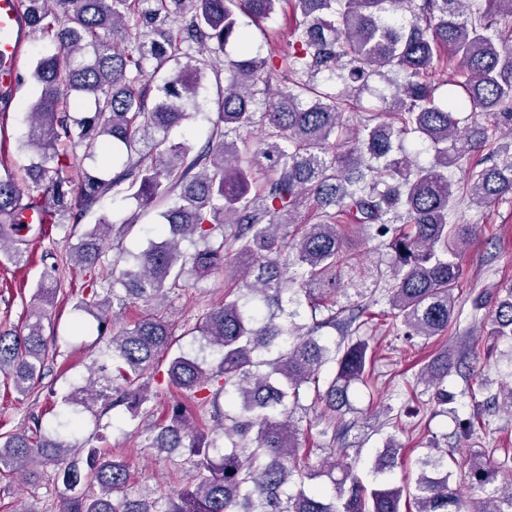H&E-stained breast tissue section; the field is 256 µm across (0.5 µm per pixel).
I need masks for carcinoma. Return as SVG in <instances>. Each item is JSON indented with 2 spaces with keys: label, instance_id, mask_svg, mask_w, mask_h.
I'll return each mask as SVG.
<instances>
[{
  "label": "carcinoma",
  "instance_id": "obj_1",
  "mask_svg": "<svg viewBox=\"0 0 512 512\" xmlns=\"http://www.w3.org/2000/svg\"><path fill=\"white\" fill-rule=\"evenodd\" d=\"M25 25L53 47L35 63L39 96L28 106L20 148L31 155V188L55 224H78L106 195H123L142 208L162 207L155 238L145 249L114 261L111 277L89 274L82 289L95 315L103 348L85 384L62 398L68 415L52 429L33 427L0 437V473L22 484L38 479L33 466L51 463L64 488L58 512H512V482L495 487L473 509L461 494L512 472V452L485 450L460 461L432 444L417 459L415 492L390 481L399 448L394 436L371 462L372 481L342 464L344 449H329L317 466L303 447L297 411L303 400L323 406L327 424L352 410L349 390L372 385L370 304L343 315L336 308L338 273L353 259L340 227L378 241L388 258L377 282L387 292L382 313L389 331L407 339L445 336L457 320L464 272L460 254L477 238L476 224H450L457 199L485 206L512 194V0H21ZM291 7L293 41L278 57L255 53L239 15L258 24ZM235 52H227L228 45ZM224 56V98L207 144L196 154L184 142L157 139L200 110L199 93L214 59ZM174 73L157 85L167 65ZM285 75L272 87V75ZM342 84L328 92L318 75ZM392 90L383 110L354 123L360 93L373 77ZM491 118L486 127L480 116ZM254 124L253 142L241 130ZM413 135L431 159L418 163L403 148ZM140 143L138 158L117 171L114 145ZM100 159L78 187L65 175L67 147ZM484 167L463 183L448 172L471 155ZM24 190L0 159V256L16 265L26 254L19 222ZM309 224L295 219L310 203ZM112 227L104 219L85 231L75 264H103ZM296 233L287 237L284 230ZM202 248L187 255L180 243ZM303 269L300 291L312 324L284 312L285 269ZM232 271L224 301L188 334L197 349L169 355L173 331L150 313L116 327L114 304L149 302L179 287L189 274ZM60 292L42 280L29 321L19 332L0 331V373L26 395L44 375L49 340L44 321ZM492 335L512 341V281L491 293ZM331 327L339 342L319 335ZM331 364L334 373L322 376ZM166 370H161V367ZM451 364L440 352L421 371L448 407ZM165 373L169 385L209 408L212 434L196 431L182 405L147 428L148 447L188 452L194 484L154 500L129 492L131 463L108 456L79 433L83 413L101 403L122 406L132 418L149 414L148 380ZM472 437L481 413L459 421Z\"/></svg>",
  "mask_w": 512,
  "mask_h": 512
}]
</instances>
